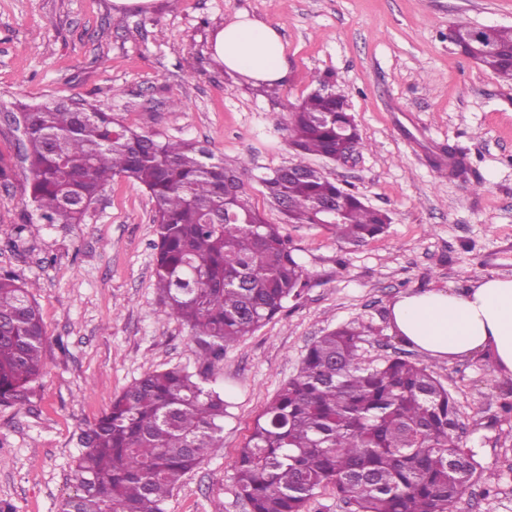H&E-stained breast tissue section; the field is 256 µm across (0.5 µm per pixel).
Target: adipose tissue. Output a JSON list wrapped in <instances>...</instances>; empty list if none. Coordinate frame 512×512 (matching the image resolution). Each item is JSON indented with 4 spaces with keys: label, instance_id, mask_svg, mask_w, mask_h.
Segmentation results:
<instances>
[{
    "label": "adipose tissue",
    "instance_id": "ef3b65f1",
    "mask_svg": "<svg viewBox=\"0 0 512 512\" xmlns=\"http://www.w3.org/2000/svg\"><path fill=\"white\" fill-rule=\"evenodd\" d=\"M213 53L227 70L259 82H280L287 74L280 32L246 16L218 31ZM392 318L398 335L430 357L488 351L497 373L512 375V278L487 276L462 292L412 293L394 303Z\"/></svg>",
    "mask_w": 512,
    "mask_h": 512
}]
</instances>
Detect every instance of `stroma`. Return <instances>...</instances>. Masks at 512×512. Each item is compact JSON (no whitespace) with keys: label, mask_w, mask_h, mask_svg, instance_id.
Here are the masks:
<instances>
[{"label":"stroma","mask_w":512,"mask_h":512,"mask_svg":"<svg viewBox=\"0 0 512 512\" xmlns=\"http://www.w3.org/2000/svg\"><path fill=\"white\" fill-rule=\"evenodd\" d=\"M277 28L288 74L277 92L227 71L216 32L238 15ZM512 27V0H0V268L37 283L47 343L23 409L0 406V501L13 512H59L81 437L135 379L197 368L189 327L166 315L154 287V203L114 178L84 223L39 220L28 203L15 104L87 100L115 120L196 140L226 166L247 159L249 202L312 274L302 299L227 347L211 370L224 394V448L188 473L166 512H249L233 462L255 418L293 377L311 343L358 320L383 329L364 356L404 354L428 366L461 410L458 437L477 473L457 512H512V415L496 397L508 382L484 356L435 359L396 335L391 307L433 288L461 290L512 277V85L446 40L449 26ZM335 73L361 144L344 163L312 158L387 212V230L340 246L316 224H286L258 176L288 164L283 101ZM468 165L448 175V153Z\"/></svg>","instance_id":"1"}]
</instances>
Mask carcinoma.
I'll return each mask as SVG.
<instances>
[{
	"label": "carcinoma",
	"mask_w": 512,
	"mask_h": 512,
	"mask_svg": "<svg viewBox=\"0 0 512 512\" xmlns=\"http://www.w3.org/2000/svg\"><path fill=\"white\" fill-rule=\"evenodd\" d=\"M448 43L512 82V27H489L478 39L456 24ZM316 82L282 103L293 162L260 182L286 224H314L323 207L338 206V222L323 228L360 246L390 218L308 162H334L360 140L335 76ZM21 113L30 199L47 223H83L116 177L145 187L155 206L154 286L200 347L201 370L148 372L112 400L82 436L60 512H166L182 478L224 447L214 362L300 299L311 274L280 226L249 204V163L228 168L196 141H160L87 101L82 112L58 101ZM380 332L354 321L318 337L255 419L233 464L250 512H310L328 487L352 512H456L478 466L458 441L461 411L428 367L400 356L365 363L364 344ZM45 343L34 295L0 269V406L26 405Z\"/></svg>",
	"instance_id": "carcinoma-1"
}]
</instances>
